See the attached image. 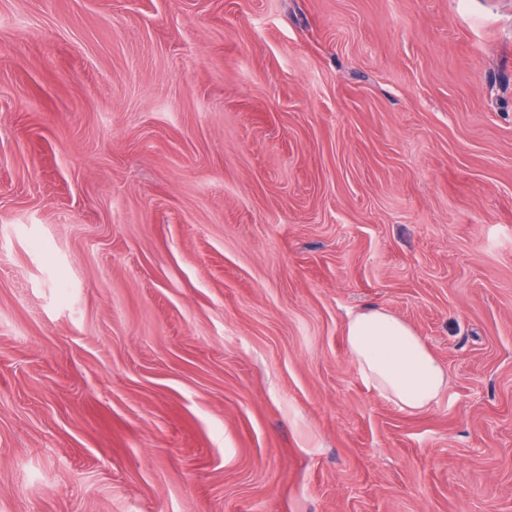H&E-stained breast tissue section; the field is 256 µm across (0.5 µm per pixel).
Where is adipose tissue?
<instances>
[{
    "mask_svg": "<svg viewBox=\"0 0 512 512\" xmlns=\"http://www.w3.org/2000/svg\"><path fill=\"white\" fill-rule=\"evenodd\" d=\"M344 337L363 381L405 412L431 406L448 386L443 366L404 320L367 307L349 314Z\"/></svg>",
    "mask_w": 512,
    "mask_h": 512,
    "instance_id": "adipose-tissue-1",
    "label": "adipose tissue"
}]
</instances>
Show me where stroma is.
<instances>
[{"label": "stroma", "mask_w": 512, "mask_h": 512, "mask_svg": "<svg viewBox=\"0 0 512 512\" xmlns=\"http://www.w3.org/2000/svg\"><path fill=\"white\" fill-rule=\"evenodd\" d=\"M0 512H512V0H0ZM344 337L363 381L399 410L422 411L448 387L445 369L421 337L384 309L367 307L349 314Z\"/></svg>", "instance_id": "stroma-1"}]
</instances>
